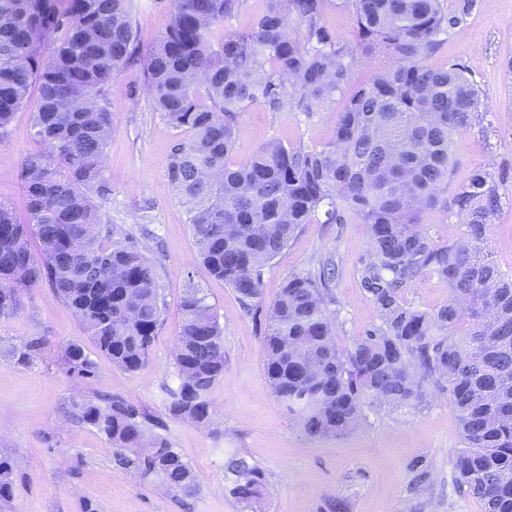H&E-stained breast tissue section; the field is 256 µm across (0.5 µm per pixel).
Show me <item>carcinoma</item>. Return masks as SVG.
<instances>
[{
	"mask_svg": "<svg viewBox=\"0 0 512 512\" xmlns=\"http://www.w3.org/2000/svg\"><path fill=\"white\" fill-rule=\"evenodd\" d=\"M132 0H0V137L37 94L33 128L43 149L26 154L19 178L26 220L0 201V317L16 292L38 281L81 320L97 350L128 373L141 371L162 325L156 260L132 233L101 226L93 196L110 189L103 161L114 124L112 78L140 51ZM244 0H171V19L148 49L143 80L152 109L185 137L171 147L168 185L183 200L201 263L251 309L262 269L324 205L327 224L351 215L367 226L362 287L382 324L340 353L325 290L336 262L317 278L294 276L269 307L264 370L276 399L311 438L357 426L363 401L399 404L432 379L458 413L465 448L460 488L484 512H512V275L485 253V228L501 206L488 173L448 192L452 135L481 121L479 89L465 68H434L440 36L472 0H341L357 47L322 24L327 0H267L244 34L224 19ZM371 79L350 87L360 60ZM273 68L266 69V64ZM340 100L334 139L321 149L269 142L244 165L230 163L240 112L298 106L317 112ZM434 213L455 217L464 238L436 248L420 230ZM424 268L448 284L434 311L401 298ZM176 382L164 386L174 419L206 424L224 375V337L204 289L189 283L179 302ZM468 324L466 337L456 330ZM68 371L89 377L96 363L78 345ZM73 423L112 444L120 468L184 497L197 492L191 466L134 404L96 396L71 400ZM231 493L262 496L260 470L227 458ZM15 461L0 454V505L10 501Z\"/></svg>",
	"mask_w": 512,
	"mask_h": 512,
	"instance_id": "1",
	"label": "carcinoma"
}]
</instances>
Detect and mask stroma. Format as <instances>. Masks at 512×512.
Returning a JSON list of instances; mask_svg holds the SVG:
<instances>
[{
  "mask_svg": "<svg viewBox=\"0 0 512 512\" xmlns=\"http://www.w3.org/2000/svg\"><path fill=\"white\" fill-rule=\"evenodd\" d=\"M170 0H133V24L142 48L165 31ZM429 64L465 67L488 115L482 126L455 133L456 162L450 188L478 172H490L501 207L486 227L496 265L512 275V0H473L471 10L443 36ZM114 127L104 162L112 192L98 200L101 221L138 233L158 258L163 324L136 373L116 367L95 349L85 327L47 284L19 289L13 314L0 317V452L17 463L6 512H80L92 499L99 512H483L481 502L459 488L456 459L464 443L448 394L424 382L417 396L399 406L365 403L359 426L336 438L312 439L290 420L264 373L267 313L294 275H317L333 258L339 276L331 286L339 351L380 326L377 306L361 285L368 251L366 225L326 223L316 215L262 270V300L245 311L232 288L211 277L197 252L186 208L166 182L173 142L182 135L151 109L141 65L114 76L108 87ZM338 107L318 112H272L252 105L240 113L232 164L241 165L264 144L321 148L332 140ZM38 144L32 109L16 112L0 138V201L25 213V191L17 178L21 158ZM204 288L224 336V375L212 394L209 424L168 417L163 387L174 378L173 352L180 331L178 304L189 283ZM449 298L447 283L423 270L402 292L406 306L430 312ZM42 339L40 357L20 361L24 343ZM76 344L97 364L94 376L69 374L65 350ZM119 396L161 424L160 435L192 467L198 491L183 498L141 481L117 467L112 445L94 429L68 421L64 405L75 396ZM245 456L264 476V495L253 505L231 494L224 468L231 453Z\"/></svg>",
  "mask_w": 512,
  "mask_h": 512,
  "instance_id": "stroma-1",
  "label": "stroma"
}]
</instances>
